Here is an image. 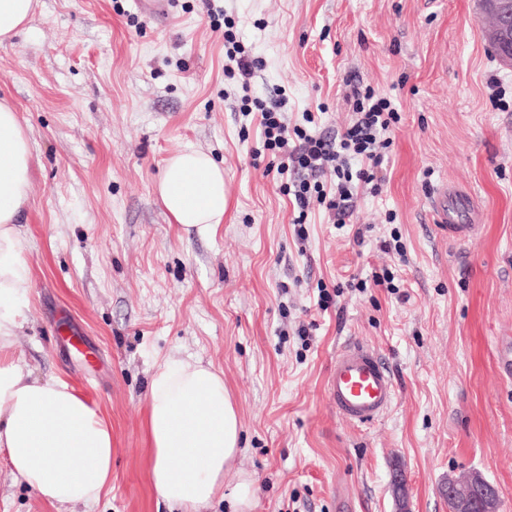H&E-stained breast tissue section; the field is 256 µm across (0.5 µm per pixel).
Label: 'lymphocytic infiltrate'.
Returning <instances> with one entry per match:
<instances>
[{
    "label": "lymphocytic infiltrate",
    "instance_id": "lymphocytic-infiltrate-1",
    "mask_svg": "<svg viewBox=\"0 0 512 512\" xmlns=\"http://www.w3.org/2000/svg\"><path fill=\"white\" fill-rule=\"evenodd\" d=\"M346 102L352 119L333 137L288 129L281 102L256 105L264 146L281 155L278 171L289 177L283 189L295 200L296 223H303L314 202L323 205L335 222L345 223L352 215L350 201L357 189L368 186L376 192L381 188L378 169L391 145L387 133L399 122V112L390 97L357 84L352 85ZM354 158L360 160V168H352ZM328 175L334 178L330 189L323 182Z\"/></svg>",
    "mask_w": 512,
    "mask_h": 512
}]
</instances>
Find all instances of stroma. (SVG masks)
I'll return each instance as SVG.
<instances>
[{
  "mask_svg": "<svg viewBox=\"0 0 512 512\" xmlns=\"http://www.w3.org/2000/svg\"><path fill=\"white\" fill-rule=\"evenodd\" d=\"M476 0H175L151 20L132 0H38L0 46V101L26 129L31 204L19 226L32 282L17 350L112 427V483L91 512H170L149 478L146 397L169 358L222 372L241 426L235 477L204 512H448L439 488L480 473L512 512V67L490 51ZM257 59L251 98L283 96L288 126L350 120L349 83L396 100L378 194L350 223L312 206L293 222L278 156L244 114L225 33ZM187 147L224 169L209 239L172 224L155 192ZM469 192L472 238L433 222L439 187ZM387 275L393 288L375 286ZM333 296L321 309V293ZM309 335H300V327ZM348 342L394 375L367 425L332 408L327 376ZM0 512H56L0 456Z\"/></svg>",
  "mask_w": 512,
  "mask_h": 512,
  "instance_id": "1",
  "label": "stroma"
}]
</instances>
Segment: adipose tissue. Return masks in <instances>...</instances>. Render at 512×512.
<instances>
[{
    "mask_svg": "<svg viewBox=\"0 0 512 512\" xmlns=\"http://www.w3.org/2000/svg\"><path fill=\"white\" fill-rule=\"evenodd\" d=\"M31 190L29 138L17 112L0 102V453L13 480L51 504L87 507L112 481V429L66 382L33 377L16 351L20 304L31 288L18 225ZM156 191L186 233L210 238L224 222V170L202 150L171 156ZM147 415L157 496L182 512L223 497L240 453L239 416L223 376L166 359L151 376Z\"/></svg>",
    "mask_w": 512,
    "mask_h": 512,
    "instance_id": "obj_1",
    "label": "adipose tissue"
}]
</instances>
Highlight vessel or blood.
<instances>
[{
    "label": "vessel or blood",
    "mask_w": 512,
    "mask_h": 512,
    "mask_svg": "<svg viewBox=\"0 0 512 512\" xmlns=\"http://www.w3.org/2000/svg\"><path fill=\"white\" fill-rule=\"evenodd\" d=\"M447 189H440L433 205L440 229L455 239L470 238L473 224H455L448 216ZM327 392L336 413L345 421L366 424L377 420L395 398V384L386 363L374 350L358 343L341 348L327 378Z\"/></svg>",
    "instance_id": "obj_1"
}]
</instances>
